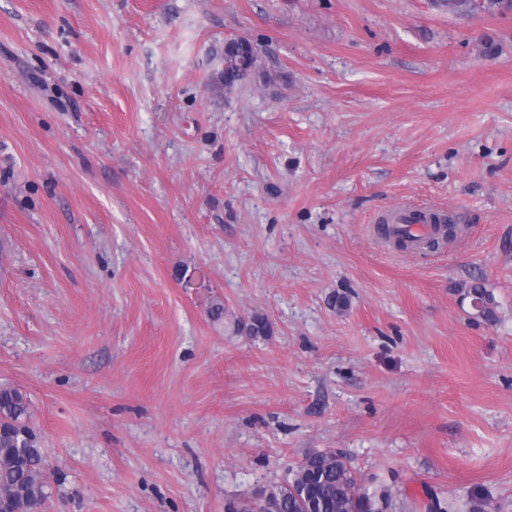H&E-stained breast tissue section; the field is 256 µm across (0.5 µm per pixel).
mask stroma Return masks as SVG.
Segmentation results:
<instances>
[{"instance_id":"obj_1","label":"stroma","mask_w":512,"mask_h":512,"mask_svg":"<svg viewBox=\"0 0 512 512\" xmlns=\"http://www.w3.org/2000/svg\"><path fill=\"white\" fill-rule=\"evenodd\" d=\"M407 207L462 231L398 252ZM0 385L44 512H226L326 449L388 512H512V11L0 0ZM257 58V49L246 39H230L224 43V87H233L246 78ZM471 298V304L476 311V316L486 323H492L496 319V300L493 293L486 287L482 279H476L467 291Z\"/></svg>"}]
</instances>
